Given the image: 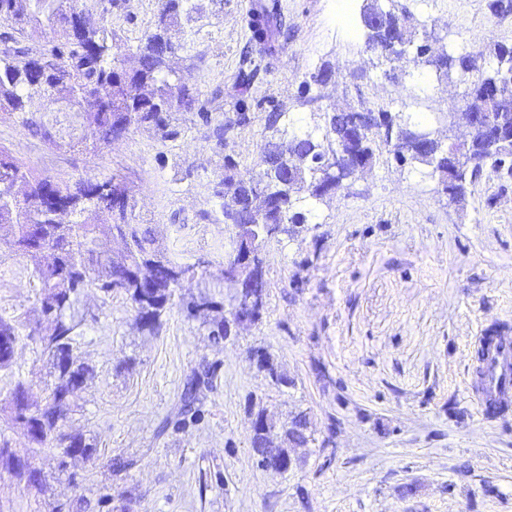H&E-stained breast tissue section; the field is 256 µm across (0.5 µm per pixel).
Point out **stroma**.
Instances as JSON below:
<instances>
[{
    "label": "stroma",
    "instance_id": "1",
    "mask_svg": "<svg viewBox=\"0 0 512 512\" xmlns=\"http://www.w3.org/2000/svg\"><path fill=\"white\" fill-rule=\"evenodd\" d=\"M417 34L455 56L489 37L512 43V14L489 0H402ZM251 0H201L203 28L174 65L191 75L211 125L179 116L181 135L160 141L130 129L95 153L63 152L0 115V146L28 168L61 179L116 176L130 189L131 221L151 232L168 260L192 267L174 289L161 329L142 332L129 296L91 291L75 305V352L91 372L61 421L92 443L70 458L32 444L15 420L11 392L42 400L56 376L41 339L40 288L31 255L0 249V318L19 327L14 357L0 369V512H512V412L493 421L475 405L472 342L484 328L512 336V182L479 181L464 205L426 166L384 156L350 189L306 200L299 233L262 249L267 303L259 321L214 340L184 303L218 275L236 247L224 221L219 180L225 156L251 167L281 126L312 130L321 109L367 100L409 111L439 137L460 89L405 60L380 64L366 51L363 0H282L288 38L251 91L249 119L224 145L213 127L232 116L234 76L247 47ZM157 0H126L113 12L118 37L153 27ZM328 68L321 102L301 84ZM266 351L289 386L251 360ZM203 376L195 414L181 413L184 382ZM276 425L306 413L310 441L279 474L250 448L258 411ZM25 460L45 479L14 474ZM127 467L115 470L116 461Z\"/></svg>",
    "mask_w": 512,
    "mask_h": 512
}]
</instances>
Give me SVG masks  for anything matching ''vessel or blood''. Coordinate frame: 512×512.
I'll return each instance as SVG.
<instances>
[{"mask_svg":"<svg viewBox=\"0 0 512 512\" xmlns=\"http://www.w3.org/2000/svg\"><path fill=\"white\" fill-rule=\"evenodd\" d=\"M476 347L487 350L485 373L476 399L483 419L492 420L512 406V338L506 336L489 340L487 336L475 339Z\"/></svg>","mask_w":512,"mask_h":512,"instance_id":"1","label":"vessel or blood"}]
</instances>
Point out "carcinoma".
I'll list each match as a JSON object with an SVG mask.
<instances>
[{
    "label": "carcinoma",
    "mask_w": 512,
    "mask_h": 512,
    "mask_svg": "<svg viewBox=\"0 0 512 512\" xmlns=\"http://www.w3.org/2000/svg\"><path fill=\"white\" fill-rule=\"evenodd\" d=\"M101 23L89 22L85 10L70 0H0V112L15 118L24 130L57 148H87L82 138L60 131L49 115L63 104L75 114L80 126L91 132L93 148L112 143L116 135L126 134L133 126H150L163 142L180 135L177 114L194 112L205 125L212 122L211 112L188 84L182 71L173 69L169 58L197 34L194 23L200 19L195 0H161L155 27L144 32L135 43L116 38L108 25L107 14L120 9L124 0H108ZM379 14V22L367 27L366 46L381 61L392 60L394 45L409 52L414 66L437 70L450 82L460 81L463 89L457 119L469 127L466 149L458 153H439L420 161L430 167L442 191L452 203L465 200L469 187L485 175L499 176L501 165H512V140L495 138L496 131L512 130V43L491 40L473 54L455 57L434 54L430 45L415 38L407 27L406 8L396 3L387 9L380 0H367L364 15ZM250 33L252 50L261 56H274L276 43L285 37L284 14L280 0H260L243 17ZM132 55L138 66L125 69ZM258 65L242 68L236 77V120L248 117V97L258 79ZM359 112H377L382 120L357 127L352 117ZM411 125L387 106L369 103L357 91V104L325 116L320 136L310 132L287 135L288 145L267 154L260 152L247 176H239L237 162L224 157L221 185L235 187L233 205L224 208V223H238L239 205L251 200L253 227H241L239 237L260 242L281 234H294L297 225L306 223L299 203L320 200L347 189L360 172L374 166L386 152L397 154L396 146L404 129ZM351 144L339 175L326 176L321 159L336 152V147ZM273 176L288 177V186L278 188L265 199L249 196L253 179L263 169ZM130 190L114 178L61 180L55 184L46 176H36L8 150L0 147V224L10 226L5 241L16 255H41L37 278L42 288L39 313L46 318L53 312L54 331L42 339L54 359L68 365L57 374L48 396L41 404L28 403L30 419L39 423L41 435H29L40 447L53 445L66 455L80 448L86 454L92 447L81 436L59 432L58 424L69 411L72 384L86 379L90 368L74 355L78 323L66 315L73 300L88 288L105 296L124 293L135 304L143 329L155 333L171 300V280L175 264L153 247V240L139 224H115V207L129 206ZM41 226L42 234L31 241L30 225ZM120 244L117 252L100 250L104 243ZM254 293L267 298L263 257L254 256ZM216 306L213 299L195 296L186 305L189 315ZM17 340L16 327L0 318V367L11 363ZM256 367L273 382L288 386L291 380L281 373L270 355L258 349ZM199 377L187 381L183 411L188 413L196 401ZM267 422L265 434L254 439L258 454L280 455L290 448L309 442V421L304 413L294 415L281 428L283 445H271L274 425L264 412L255 422Z\"/></svg>",
    "instance_id": "obj_1"
}]
</instances>
